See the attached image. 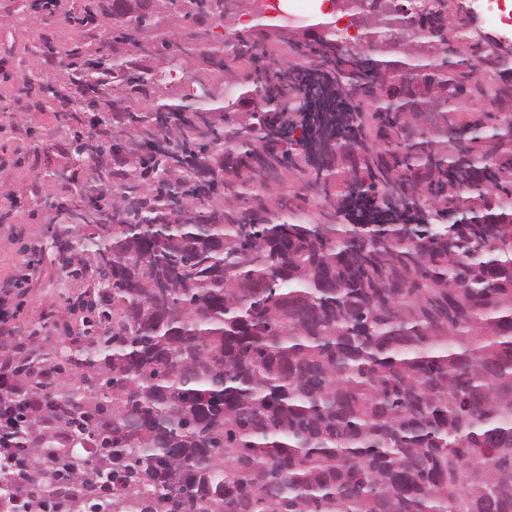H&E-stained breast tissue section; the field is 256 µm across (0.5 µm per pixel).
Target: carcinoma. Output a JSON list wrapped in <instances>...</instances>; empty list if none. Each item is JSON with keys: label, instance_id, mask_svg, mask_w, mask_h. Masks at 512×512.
<instances>
[{"label": "carcinoma", "instance_id": "1", "mask_svg": "<svg viewBox=\"0 0 512 512\" xmlns=\"http://www.w3.org/2000/svg\"><path fill=\"white\" fill-rule=\"evenodd\" d=\"M246 2L88 0L112 52L38 87L82 171L30 270L82 284L81 324L51 314L14 353L0 502L512 512V41L449 45L465 0H356L360 47L326 22L290 61L280 23L234 27ZM176 53L221 56L234 94L175 90ZM410 76L436 94L391 91Z\"/></svg>", "mask_w": 512, "mask_h": 512}]
</instances>
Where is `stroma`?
Instances as JSON below:
<instances>
[{"label":"stroma","mask_w":512,"mask_h":512,"mask_svg":"<svg viewBox=\"0 0 512 512\" xmlns=\"http://www.w3.org/2000/svg\"><path fill=\"white\" fill-rule=\"evenodd\" d=\"M34 0H0V282L24 270L29 246L39 243L53 215L51 200L69 193L63 182L47 183L44 174L70 162L71 128L50 99H39L40 79L62 80L48 55L69 58L75 46H108L111 21L83 34L73 25L84 0H59L56 21L44 20ZM79 282H64L53 268L30 280L22 316L13 329L40 321L43 313L64 306Z\"/></svg>","instance_id":"stroma-1"}]
</instances>
